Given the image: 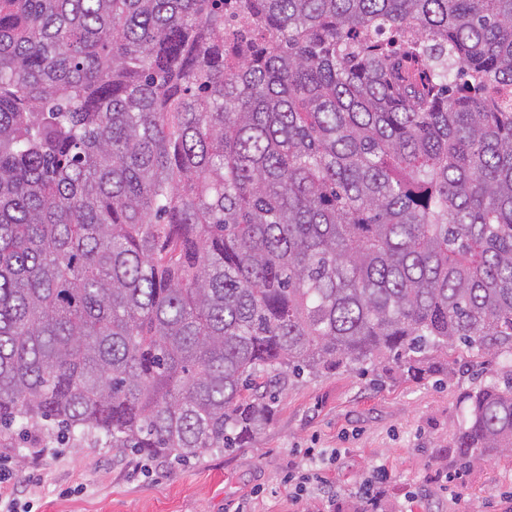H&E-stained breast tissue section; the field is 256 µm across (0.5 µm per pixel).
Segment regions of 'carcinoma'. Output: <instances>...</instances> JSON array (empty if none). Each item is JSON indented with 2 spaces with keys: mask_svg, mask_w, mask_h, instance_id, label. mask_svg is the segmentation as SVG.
I'll return each instance as SVG.
<instances>
[{
  "mask_svg": "<svg viewBox=\"0 0 512 512\" xmlns=\"http://www.w3.org/2000/svg\"><path fill=\"white\" fill-rule=\"evenodd\" d=\"M460 346L512 355V0H0V428L183 461Z\"/></svg>",
  "mask_w": 512,
  "mask_h": 512,
  "instance_id": "1",
  "label": "carcinoma"
}]
</instances>
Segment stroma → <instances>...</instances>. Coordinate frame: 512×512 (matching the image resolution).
<instances>
[{"mask_svg":"<svg viewBox=\"0 0 512 512\" xmlns=\"http://www.w3.org/2000/svg\"><path fill=\"white\" fill-rule=\"evenodd\" d=\"M512 376V357L477 363L458 349L445 378L413 382L391 359L289 385L271 422L250 443L212 449L186 464L149 461L105 437L28 429L0 435V498L18 512H512V452L460 468L453 434L476 387ZM49 454L31 458L33 438ZM325 460L319 495L290 484L307 449ZM390 474L369 508L359 488L374 469Z\"/></svg>","mask_w":512,"mask_h":512,"instance_id":"stroma-1","label":"stroma"}]
</instances>
